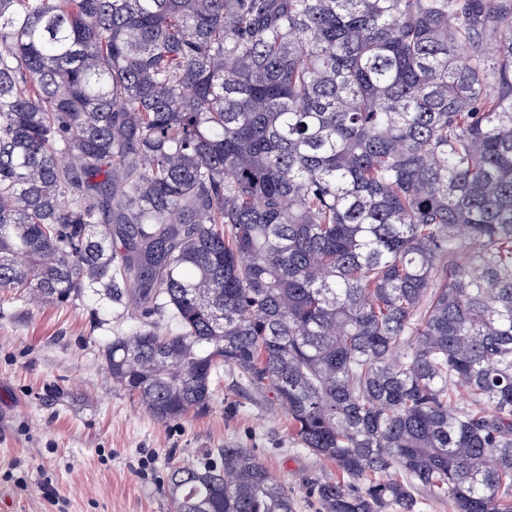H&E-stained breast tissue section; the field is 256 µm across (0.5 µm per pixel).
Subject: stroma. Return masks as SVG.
I'll return each mask as SVG.
<instances>
[{
    "mask_svg": "<svg viewBox=\"0 0 512 512\" xmlns=\"http://www.w3.org/2000/svg\"><path fill=\"white\" fill-rule=\"evenodd\" d=\"M122 304L86 292L35 305L0 292V512H171L173 466L250 449L291 494L294 512H320L310 494L334 465L299 447L269 398L223 372L208 410L163 423L105 369L103 346L130 333Z\"/></svg>",
    "mask_w": 512,
    "mask_h": 512,
    "instance_id": "obj_1",
    "label": "stroma"
}]
</instances>
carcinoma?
<instances>
[{
	"instance_id": "cac0c4a2",
	"label": "carcinoma",
	"mask_w": 512,
	"mask_h": 512,
	"mask_svg": "<svg viewBox=\"0 0 512 512\" xmlns=\"http://www.w3.org/2000/svg\"><path fill=\"white\" fill-rule=\"evenodd\" d=\"M89 288L112 383L272 394L322 512H512V0H0V291ZM221 458L175 512H293Z\"/></svg>"
}]
</instances>
